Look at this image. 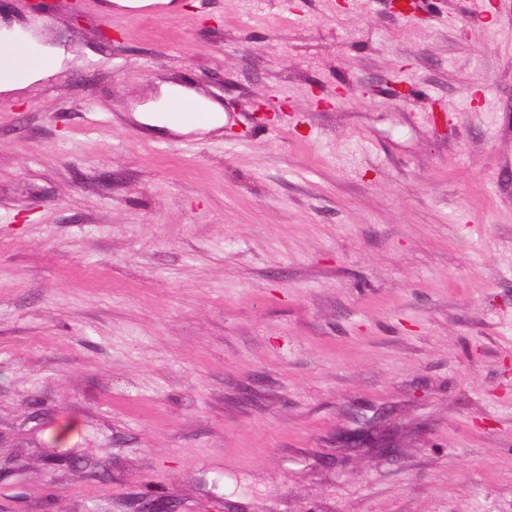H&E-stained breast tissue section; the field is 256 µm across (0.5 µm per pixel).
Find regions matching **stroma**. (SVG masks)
Here are the masks:
<instances>
[{
  "instance_id": "1",
  "label": "stroma",
  "mask_w": 512,
  "mask_h": 512,
  "mask_svg": "<svg viewBox=\"0 0 512 512\" xmlns=\"http://www.w3.org/2000/svg\"><path fill=\"white\" fill-rule=\"evenodd\" d=\"M104 2L0 0V512H512V0ZM0 45V94L3 95L24 91L35 83L52 78L63 69L67 58L63 49L43 46L37 43L31 32L21 28H15L5 37L0 31ZM13 52L21 53L30 60V64L17 74L6 72L11 67ZM184 97L193 103L199 105L201 108L206 110L204 112L197 107H192L189 102L182 98H178L169 105L168 112H164V117L167 121L182 124L185 122H192L196 126L190 124L172 125L163 121L161 118L153 117V112H162L165 103L172 97ZM143 112H146L142 116L138 117V120L151 127V128H167L168 130L175 132H189V131H201L208 132L214 128L220 127L224 124V110L216 103L197 96L192 91L182 86L166 85L161 89L160 96L156 102L149 104ZM219 113L214 123L207 125L212 120V113ZM342 442L346 448H368L377 452H386L391 448L386 438L374 429H360L349 432Z\"/></svg>"
}]
</instances>
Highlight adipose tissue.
<instances>
[{"mask_svg":"<svg viewBox=\"0 0 512 512\" xmlns=\"http://www.w3.org/2000/svg\"><path fill=\"white\" fill-rule=\"evenodd\" d=\"M65 59L63 49L41 45L30 32L15 29L0 38V94L23 91L52 78Z\"/></svg>","mask_w":512,"mask_h":512,"instance_id":"adipose-tissue-1","label":"adipose tissue"}]
</instances>
